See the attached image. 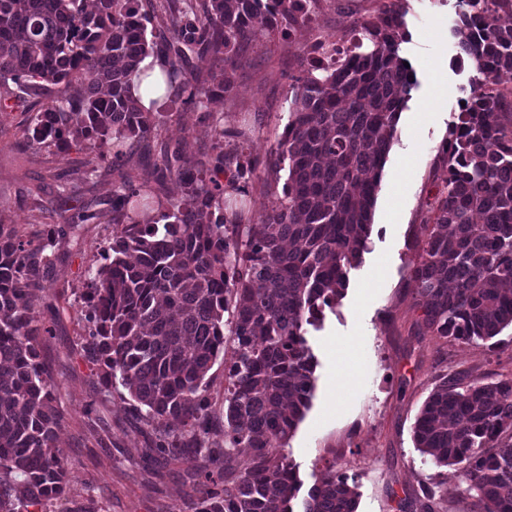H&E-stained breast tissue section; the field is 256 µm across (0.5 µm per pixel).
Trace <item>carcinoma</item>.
I'll use <instances>...</instances> for the list:
<instances>
[{"label": "carcinoma", "mask_w": 512, "mask_h": 512, "mask_svg": "<svg viewBox=\"0 0 512 512\" xmlns=\"http://www.w3.org/2000/svg\"><path fill=\"white\" fill-rule=\"evenodd\" d=\"M0 0V112L50 96L24 129L26 140L61 153L101 151L82 162L83 179L109 160L112 240L105 263L87 271L85 359L103 384L123 388L149 430L147 455L187 466L195 512H293L300 488L285 453L311 406L317 359L307 332L336 311L351 270L368 250L381 174L397 123L416 85L404 66V13L394 7L353 31L346 47L312 45L311 65L278 142L288 162L283 196L267 220L224 215V194L241 190L237 153L214 131L207 161L160 145L139 178L128 170L159 120L143 111L134 78L150 55L160 61L164 102L192 104L207 117L224 100L233 68L258 35L302 31L309 0ZM456 29L475 75L451 125L448 180L417 262L409 269L435 336L476 344L512 328V0H470ZM197 55L213 59L210 79L193 76ZM174 179L182 196H160ZM74 214L47 224L36 241L0 223V512H51L64 497L62 416L38 344V319L56 250L97 213L70 206L75 185H60ZM224 358V443L210 442L209 372ZM512 377L468 382L444 376L414 424L415 448L454 466L477 512H512ZM250 449L246 464L239 449ZM205 464H199V461ZM356 487L329 467L303 512H357ZM398 512H438L436 491L398 502Z\"/></svg>", "instance_id": "obj_1"}]
</instances>
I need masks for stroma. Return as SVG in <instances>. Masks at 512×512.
Masks as SVG:
<instances>
[{"label": "stroma", "instance_id": "stroma-1", "mask_svg": "<svg viewBox=\"0 0 512 512\" xmlns=\"http://www.w3.org/2000/svg\"><path fill=\"white\" fill-rule=\"evenodd\" d=\"M387 0H316L310 25L297 35L259 36L227 76L233 91L219 105L228 132L238 139L242 160L255 162L244 192L236 198L251 223L265 221L282 196L287 169L276 168L275 148L305 73L312 44L350 39L363 20L376 16ZM405 17L403 55L416 75L401 112L397 136L383 169L374 208L369 249L349 274L345 297L325 314L308 344L318 364L312 405L288 442L302 486L294 499L301 508L316 475L328 466L354 484L357 512H395L398 500L423 487L440 493L441 512H474L459 471L437 466L414 446L415 419L446 374L493 380L512 375V330L498 346L448 342L423 325L409 268L425 239L430 208L448 169L443 146L456 122L474 71L459 55L454 31L458 0H398ZM33 114L16 108L0 118V222L16 225L37 240L44 225L59 224V178L78 180L76 154L30 145L22 132ZM211 131L197 109L179 104L164 112L158 135L133 160L141 171L160 142L201 158ZM114 178L109 162L81 183L80 200L98 219L80 225L60 250L45 283L40 316L51 328L39 344L62 413L57 444L69 455L66 512H194L193 482L187 467L173 460L145 459L147 437L120 392L105 389L98 367L82 355L87 333L83 293L85 272L102 263L112 238L107 201Z\"/></svg>", "mask_w": 512, "mask_h": 512}]
</instances>
